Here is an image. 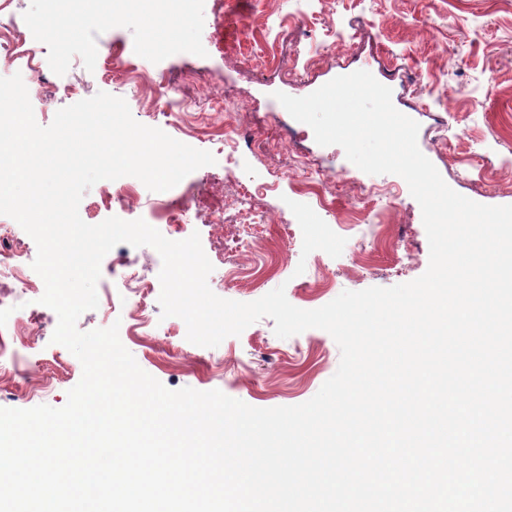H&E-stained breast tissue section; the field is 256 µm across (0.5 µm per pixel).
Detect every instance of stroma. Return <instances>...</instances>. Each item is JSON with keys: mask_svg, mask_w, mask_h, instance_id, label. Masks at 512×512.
I'll use <instances>...</instances> for the list:
<instances>
[{"mask_svg": "<svg viewBox=\"0 0 512 512\" xmlns=\"http://www.w3.org/2000/svg\"><path fill=\"white\" fill-rule=\"evenodd\" d=\"M167 9L172 22L159 27L165 50L157 54L142 49L149 22L117 16L102 25L82 0H0V12L32 21L25 36L40 55L26 87L39 125L100 91L124 98L143 124L148 112L164 107L155 96L159 75L204 72L210 78L180 89L192 107L182 116L190 134L172 127L167 133L211 152L215 164L163 192L135 182L129 209L99 205L115 187L99 181L79 205L86 223L111 216L149 222L166 200L189 199L186 230L199 233L213 265L208 284L239 302L281 286L292 305L311 310L346 290L418 278L429 264V244L421 208L402 177L366 174L342 147L307 139L304 149L329 159L323 185L347 182L327 212L316 197L299 193L293 168L271 142L293 121L275 92L303 97L358 70L391 88L395 108L419 123L418 147L449 187L480 204L512 205V0H172ZM89 43L99 44L102 54H87ZM116 51L135 77L115 74ZM69 84L76 94H65ZM228 119L242 133L231 179L224 176V151L210 139L223 133ZM261 184L268 187L261 209L269 223L257 226L255 244L224 250L220 236L233 227L215 225V211L237 202L241 186ZM152 252L115 246L97 283L101 296L133 272L151 284L149 316L139 332H132L126 311L102 306L80 316L79 330L118 325L139 366L168 389H217L258 408L304 403L337 371L340 350L328 332L311 328L282 339L269 318L219 346L192 344L182 319L161 316L160 268L147 262ZM27 310L41 320L28 369L45 390L27 395L21 382L0 381V407H62L82 376L81 364L51 341L56 313L34 301Z\"/></svg>", "mask_w": 512, "mask_h": 512, "instance_id": "35a3bbf8", "label": "stroma"}]
</instances>
